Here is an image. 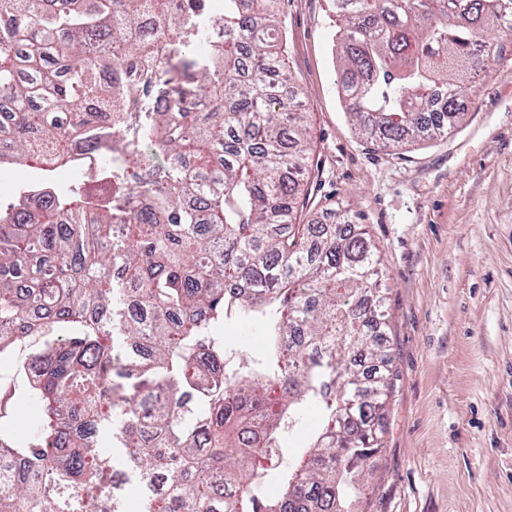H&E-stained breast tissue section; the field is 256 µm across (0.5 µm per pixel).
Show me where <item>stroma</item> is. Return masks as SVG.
<instances>
[{
	"mask_svg": "<svg viewBox=\"0 0 512 512\" xmlns=\"http://www.w3.org/2000/svg\"><path fill=\"white\" fill-rule=\"evenodd\" d=\"M282 8L307 220L361 214L381 256L393 386L362 512H512V40L447 137L392 151L354 129L329 0Z\"/></svg>",
	"mask_w": 512,
	"mask_h": 512,
	"instance_id": "stroma-1",
	"label": "stroma"
}]
</instances>
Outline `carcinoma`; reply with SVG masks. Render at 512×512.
Here are the masks:
<instances>
[{"instance_id": "1", "label": "carcinoma", "mask_w": 512, "mask_h": 512, "mask_svg": "<svg viewBox=\"0 0 512 512\" xmlns=\"http://www.w3.org/2000/svg\"><path fill=\"white\" fill-rule=\"evenodd\" d=\"M0 0V165L97 157L95 196L51 184L0 206V356L24 349L40 433H0V512H360L392 389L380 256L359 215L307 206L308 112L280 0ZM358 132L437 135L512 35V0H331ZM205 49L200 50L198 46ZM268 340L232 356L220 327ZM121 426L112 429L114 407ZM317 428L299 455L269 451ZM100 448H104L112 458L113 470L115 471L116 483L123 488V494L126 502V508L134 507L140 501L143 489L139 483L131 477L122 455L121 448H111V439L109 436H103L99 439Z\"/></svg>"}]
</instances>
